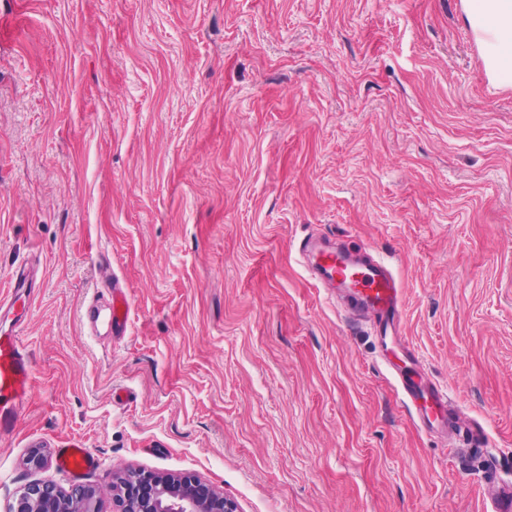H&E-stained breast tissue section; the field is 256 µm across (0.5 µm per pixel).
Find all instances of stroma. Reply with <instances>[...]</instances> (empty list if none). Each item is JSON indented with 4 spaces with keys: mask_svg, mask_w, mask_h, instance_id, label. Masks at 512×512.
Returning <instances> with one entry per match:
<instances>
[{
    "mask_svg": "<svg viewBox=\"0 0 512 512\" xmlns=\"http://www.w3.org/2000/svg\"><path fill=\"white\" fill-rule=\"evenodd\" d=\"M483 55L462 0H0V296L40 277L0 512L35 482L119 512L133 469L240 512H483L487 458L512 477V84ZM310 235L392 263L485 452L420 429ZM102 254L121 338L82 321ZM72 445L99 468L63 474ZM100 265L105 273L101 287L108 322L114 336H125L131 311L128 291L118 281L112 279L111 273H108L112 269V261L108 255L102 256Z\"/></svg>",
    "mask_w": 512,
    "mask_h": 512,
    "instance_id": "stroma-1",
    "label": "stroma"
}]
</instances>
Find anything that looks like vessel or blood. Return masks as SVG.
I'll return each mask as SVG.
<instances>
[{"label": "vessel or blood", "mask_w": 512, "mask_h": 512, "mask_svg": "<svg viewBox=\"0 0 512 512\" xmlns=\"http://www.w3.org/2000/svg\"><path fill=\"white\" fill-rule=\"evenodd\" d=\"M303 252L313 257L310 273L317 281L336 289L349 290L356 309L377 332L389 334L394 343L404 350L410 364H387L402 400L413 418L424 431L450 440H464L470 446L483 448L487 439L482 427L465 420L459 408L451 401L446 387L440 385L425 371L419 356L410 347L403 333L404 303L402 291L387 261L370 250L359 255L336 249L321 240H305ZM104 271L101 280L102 304H90L83 312V320L95 322L106 315L113 335H125L129 323L131 303L127 289L115 281L110 270L112 261L102 256ZM36 291L34 273L27 266H18L9 278L10 302L0 301V432L13 427L20 410L28 402L33 387L31 355L26 347L21 328L28 315L26 303ZM100 461L89 449L64 448L60 451L59 466L70 474L98 468ZM482 495L486 512H512V483L503 482L495 468H486Z\"/></svg>", "instance_id": "1"}]
</instances>
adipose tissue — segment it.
<instances>
[{
    "label": "adipose tissue",
    "instance_id": "ef3b65f1",
    "mask_svg": "<svg viewBox=\"0 0 512 512\" xmlns=\"http://www.w3.org/2000/svg\"><path fill=\"white\" fill-rule=\"evenodd\" d=\"M494 76L512 82V0H463Z\"/></svg>",
    "mask_w": 512,
    "mask_h": 512
}]
</instances>
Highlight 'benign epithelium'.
<instances>
[{
	"label": "benign epithelium",
	"instance_id": "benign-epithelium-1",
	"mask_svg": "<svg viewBox=\"0 0 512 512\" xmlns=\"http://www.w3.org/2000/svg\"><path fill=\"white\" fill-rule=\"evenodd\" d=\"M120 512H239L237 504L190 476L129 471L115 476ZM9 512H98L95 489L63 491L47 482L33 483L17 495Z\"/></svg>",
	"mask_w": 512,
	"mask_h": 512
}]
</instances>
